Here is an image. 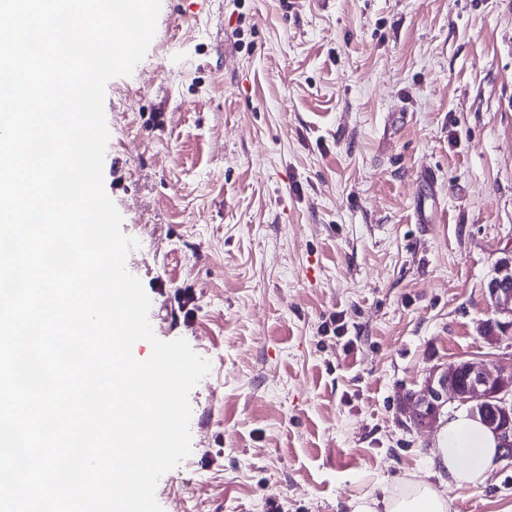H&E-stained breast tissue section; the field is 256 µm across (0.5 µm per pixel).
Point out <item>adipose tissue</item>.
<instances>
[{"label": "adipose tissue", "instance_id": "ef3b65f1", "mask_svg": "<svg viewBox=\"0 0 512 512\" xmlns=\"http://www.w3.org/2000/svg\"><path fill=\"white\" fill-rule=\"evenodd\" d=\"M435 480L410 481L383 500H360L354 512H449L451 487L482 484L497 465L494 434L467 408H459L438 433L431 450Z\"/></svg>", "mask_w": 512, "mask_h": 512}]
</instances>
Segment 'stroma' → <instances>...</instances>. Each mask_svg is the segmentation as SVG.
<instances>
[{"instance_id":"obj_1","label":"stroma","mask_w":512,"mask_h":512,"mask_svg":"<svg viewBox=\"0 0 512 512\" xmlns=\"http://www.w3.org/2000/svg\"><path fill=\"white\" fill-rule=\"evenodd\" d=\"M104 109L126 268L210 363L163 512H353L433 473L402 396L512 366L476 329L512 258V0H161ZM448 497L512 512V466Z\"/></svg>"}]
</instances>
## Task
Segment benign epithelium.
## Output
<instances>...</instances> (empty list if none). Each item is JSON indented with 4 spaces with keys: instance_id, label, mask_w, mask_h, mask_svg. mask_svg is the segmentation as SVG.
Returning a JSON list of instances; mask_svg holds the SVG:
<instances>
[{
    "instance_id": "7a95c632",
    "label": "benign epithelium",
    "mask_w": 512,
    "mask_h": 512,
    "mask_svg": "<svg viewBox=\"0 0 512 512\" xmlns=\"http://www.w3.org/2000/svg\"><path fill=\"white\" fill-rule=\"evenodd\" d=\"M488 293L508 320L481 321L478 331L484 340L497 342L512 326L511 260L501 262ZM454 403L469 406L471 413L481 417L499 440L500 460L512 464V370L494 374L472 361L446 363L433 369L419 390L406 394L402 410L413 425L423 427L436 423Z\"/></svg>"
}]
</instances>
